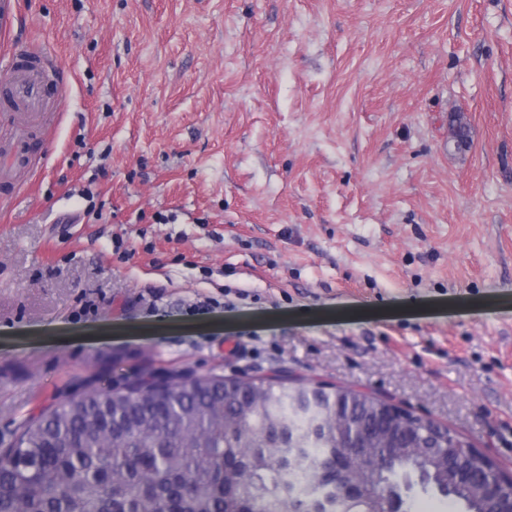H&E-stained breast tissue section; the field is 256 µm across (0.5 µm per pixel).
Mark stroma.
Returning <instances> with one entry per match:
<instances>
[{
  "mask_svg": "<svg viewBox=\"0 0 512 512\" xmlns=\"http://www.w3.org/2000/svg\"><path fill=\"white\" fill-rule=\"evenodd\" d=\"M7 43L67 106L0 213V448L146 372H283L512 470V0H19Z\"/></svg>",
  "mask_w": 512,
  "mask_h": 512,
  "instance_id": "35a3bbf8",
  "label": "stroma"
}]
</instances>
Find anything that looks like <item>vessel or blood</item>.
Instances as JSON below:
<instances>
[{
  "label": "vessel or blood",
  "mask_w": 512,
  "mask_h": 512,
  "mask_svg": "<svg viewBox=\"0 0 512 512\" xmlns=\"http://www.w3.org/2000/svg\"><path fill=\"white\" fill-rule=\"evenodd\" d=\"M52 58L47 45L0 53V109L24 113L29 124L47 113L62 111L66 98ZM28 154V142L18 140L11 159L0 164V179L26 169Z\"/></svg>",
  "instance_id": "1"
}]
</instances>
